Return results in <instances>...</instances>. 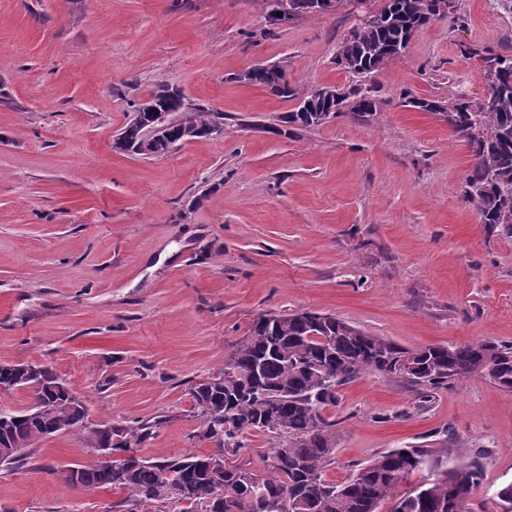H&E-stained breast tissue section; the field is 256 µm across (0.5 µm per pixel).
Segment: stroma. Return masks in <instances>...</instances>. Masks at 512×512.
<instances>
[{
  "label": "stroma",
  "mask_w": 512,
  "mask_h": 512,
  "mask_svg": "<svg viewBox=\"0 0 512 512\" xmlns=\"http://www.w3.org/2000/svg\"><path fill=\"white\" fill-rule=\"evenodd\" d=\"M368 78L376 114L315 128L241 75L282 66L305 88L349 89L336 11L268 21L269 0H0V364L45 363L89 425L168 424L140 453H215L192 385L218 373L261 313L331 314L408 349L512 343V238L464 198L474 157L442 117L487 93L465 51L512 54V11L455 0ZM224 115V133L160 156L114 148L158 84ZM328 481L446 433L489 449L473 512L512 483V391L474 376L420 404L368 373L339 389ZM95 455L46 436L0 467V512H121L123 493L64 482Z\"/></svg>",
  "instance_id": "35a3bbf8"
}]
</instances>
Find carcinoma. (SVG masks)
<instances>
[{
  "instance_id": "cac0c4a2",
  "label": "carcinoma",
  "mask_w": 512,
  "mask_h": 512,
  "mask_svg": "<svg viewBox=\"0 0 512 512\" xmlns=\"http://www.w3.org/2000/svg\"><path fill=\"white\" fill-rule=\"evenodd\" d=\"M361 0L362 23L339 42L336 62L347 72L368 78L409 45L413 33L454 8L453 0H386L374 12ZM482 63L487 94L477 102L459 100L446 108L413 98L412 106L444 117L448 127L471 148L475 163L465 176V197L488 231L512 237V55L469 48ZM277 97L297 101L288 122L317 127L349 108L365 119L377 111V99L362 85L347 91L331 86L302 88L289 83L278 66L257 65L241 75ZM169 117L154 148L140 154L162 155L184 132L210 139L224 114L186 100L165 85L134 106V117L120 129L125 143L138 146L139 118L150 112ZM376 372L402 379L419 390L422 403L442 389L478 374L512 391V344L486 339L460 345L414 350L374 336L333 315L308 311L258 315L249 333L224 362V368L190 388L202 418V436L217 453L190 454L153 461L135 454L168 423L165 415L127 426L91 427L87 407L69 396L70 388L47 364H0L4 390L26 389L32 406L0 410V467L15 468L38 439L79 429L90 448L116 459H97L78 467L80 486L126 493V512L141 506L187 504L183 512H377L404 479L426 469L434 479L401 498L393 512H472L471 501L483 481V448L470 454L464 445L399 448L357 464L341 483L324 471L336 447L338 421L324 412L338 406V388ZM275 419L277 428L267 425ZM250 431L279 438L278 446L252 462L208 472L205 458L237 457Z\"/></svg>"
}]
</instances>
